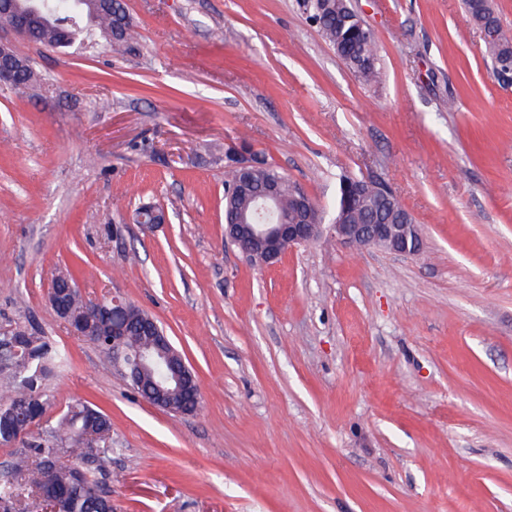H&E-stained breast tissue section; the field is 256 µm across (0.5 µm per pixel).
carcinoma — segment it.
I'll use <instances>...</instances> for the list:
<instances>
[{"label": "carcinoma", "instance_id": "cac0c4a2", "mask_svg": "<svg viewBox=\"0 0 512 512\" xmlns=\"http://www.w3.org/2000/svg\"><path fill=\"white\" fill-rule=\"evenodd\" d=\"M311 18L326 42L366 85L382 81L379 52L373 37L359 30L356 22H348L347 0H333L334 9L320 12V0H308ZM476 25L491 24L499 32L498 40L485 44V53L497 61L512 48V32L504 29L493 9L492 0H464ZM95 31L107 45L130 44L137 33L128 21L122 0H102L92 27L63 28L48 21L33 29L32 41L52 47H66ZM41 83V76L28 68L16 73L14 88L29 89ZM280 180V205L288 211V195L295 189L288 177L271 164H264L254 175L251 196L260 195L270 180ZM71 317L87 320L91 332L112 321V311L103 310L88 316V307L79 292L70 295ZM147 314L130 305L125 319L132 324L126 336L128 347L135 351L151 345V334L143 324ZM18 343V353L9 367H0V383L6 393L0 395V442L19 443L8 473L0 476V503L15 504V490L26 488L31 495L40 494L47 486L59 492L57 512H112V495L106 488L112 459V421L109 416L87 403H76L51 418V403L45 386L57 369L67 361L65 348L18 325L10 332ZM178 370L175 361H151L141 376L143 384L153 379L162 381L168 369Z\"/></svg>", "mask_w": 512, "mask_h": 512}]
</instances>
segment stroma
Returning <instances> with one entry per match:
<instances>
[{"mask_svg": "<svg viewBox=\"0 0 512 512\" xmlns=\"http://www.w3.org/2000/svg\"><path fill=\"white\" fill-rule=\"evenodd\" d=\"M123 2L135 50L13 39L42 83L0 86V332L70 352L49 413L111 418L113 512H512V83L462 0H351L373 88L303 0ZM243 144L330 219L341 174L383 181L422 250L326 237L252 264L224 239ZM147 202L168 223H135ZM61 272L156 320L194 413L68 334Z\"/></svg>", "mask_w": 512, "mask_h": 512, "instance_id": "35a3bbf8", "label": "stroma"}]
</instances>
